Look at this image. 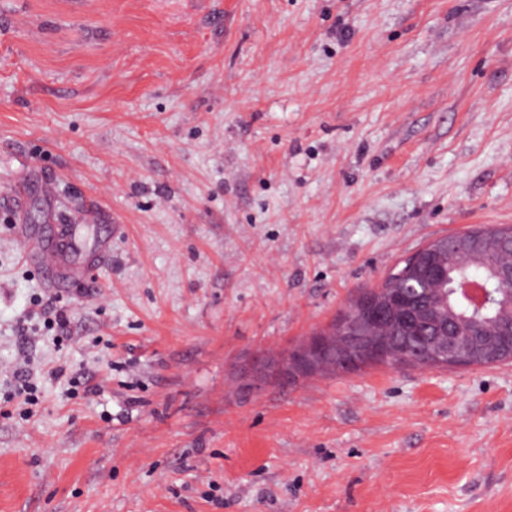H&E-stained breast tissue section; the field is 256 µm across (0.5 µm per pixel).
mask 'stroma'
<instances>
[{"label": "stroma", "mask_w": 512, "mask_h": 512, "mask_svg": "<svg viewBox=\"0 0 512 512\" xmlns=\"http://www.w3.org/2000/svg\"><path fill=\"white\" fill-rule=\"evenodd\" d=\"M25 223L87 228L91 279ZM489 225L512 0H0V512H512V364L279 373ZM14 243L22 258L35 263L48 277L58 276L69 263V257L80 253L83 247L82 235L78 230L71 234L66 231L63 238L54 244L49 240L36 236L27 227L21 228L14 234ZM55 282L50 284L55 288ZM327 341H329L328 336H320V334L311 336L301 350L291 354L293 357L292 361L294 362V360L305 359L311 365H314L315 359H318L323 355Z\"/></svg>", "instance_id": "1"}]
</instances>
